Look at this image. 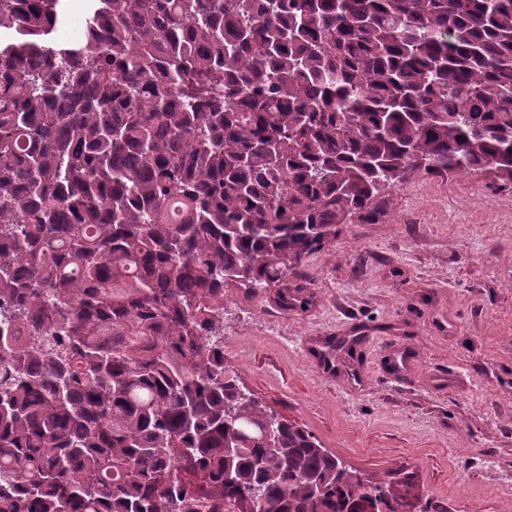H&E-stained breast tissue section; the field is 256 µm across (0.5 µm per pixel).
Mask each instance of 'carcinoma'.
<instances>
[{"instance_id":"carcinoma-1","label":"carcinoma","mask_w":512,"mask_h":512,"mask_svg":"<svg viewBox=\"0 0 512 512\" xmlns=\"http://www.w3.org/2000/svg\"><path fill=\"white\" fill-rule=\"evenodd\" d=\"M0 0V512H411L224 363L225 291L409 179L512 189V0ZM84 29V5L74 0L70 5L69 21L59 32L62 41H70L81 35Z\"/></svg>"}]
</instances>
